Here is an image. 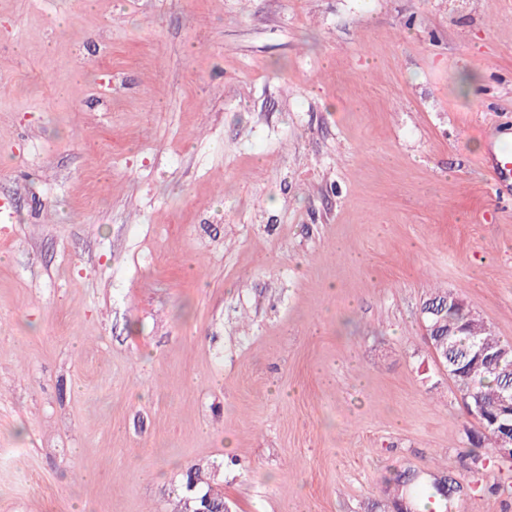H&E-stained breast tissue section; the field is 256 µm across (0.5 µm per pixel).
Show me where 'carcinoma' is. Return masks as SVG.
<instances>
[{"mask_svg":"<svg viewBox=\"0 0 512 512\" xmlns=\"http://www.w3.org/2000/svg\"><path fill=\"white\" fill-rule=\"evenodd\" d=\"M422 315L426 326L430 327V345L435 347L448 374L461 373L455 380L457 388L468 401L478 398L486 406V418H476L477 423L486 426L489 419L497 416L502 421L509 419L507 415H499L497 405L502 395L512 392V367L488 358L480 363L474 362L477 349L481 348L492 354L506 345V342L484 328L478 332L473 331L467 325L463 304L445 288L430 290L422 305ZM412 481L410 476L397 477L396 494L392 499V508L396 512L402 503H412ZM199 483V472L188 471L187 487L194 492V497L208 501L216 509L221 508L224 505V496L210 488L197 489ZM425 496L433 500L439 508L447 510L451 507L454 492L445 491L440 481L435 479L427 487Z\"/></svg>","mask_w":512,"mask_h":512,"instance_id":"obj_1","label":"carcinoma"}]
</instances>
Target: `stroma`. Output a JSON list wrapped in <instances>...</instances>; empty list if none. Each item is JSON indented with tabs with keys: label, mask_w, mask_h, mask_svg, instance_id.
I'll return each instance as SVG.
<instances>
[{
	"label": "stroma",
	"mask_w": 512,
	"mask_h": 512,
	"mask_svg": "<svg viewBox=\"0 0 512 512\" xmlns=\"http://www.w3.org/2000/svg\"><path fill=\"white\" fill-rule=\"evenodd\" d=\"M512 0H0V512H512L421 308L512 343ZM492 179L496 188L512 187V153L500 151L492 164Z\"/></svg>",
	"instance_id": "35a3bbf8"
}]
</instances>
